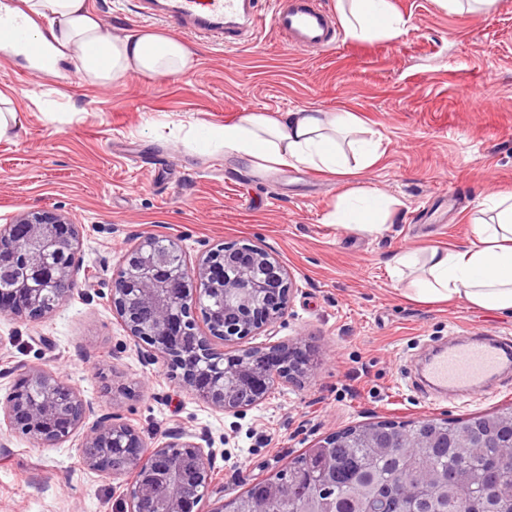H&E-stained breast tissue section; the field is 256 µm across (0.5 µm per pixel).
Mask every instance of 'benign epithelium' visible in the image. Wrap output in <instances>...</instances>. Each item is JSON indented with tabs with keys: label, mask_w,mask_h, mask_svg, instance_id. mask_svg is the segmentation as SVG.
I'll return each instance as SVG.
<instances>
[{
	"label": "benign epithelium",
	"mask_w": 512,
	"mask_h": 512,
	"mask_svg": "<svg viewBox=\"0 0 512 512\" xmlns=\"http://www.w3.org/2000/svg\"><path fill=\"white\" fill-rule=\"evenodd\" d=\"M79 231L70 218L51 210L23 211L0 227V261H21L26 273L8 293L0 292V314L38 321L54 311L41 295L55 285L56 302L74 292ZM53 255L59 262L51 264ZM224 303V318L200 331L191 318L212 296ZM292 295L289 271L266 249L220 244L191 266H173L153 238H140L112 277V310L128 336L162 357L179 384L216 411L239 412L264 401L275 385L295 384L314 367L309 347L276 342L263 347L215 349L220 339L235 345L282 318ZM218 358L220 371L200 363ZM39 397H24V388ZM90 403L55 371L30 368L4 407V422L42 445L80 435L84 466L112 480L128 481L127 512H201L214 474L215 452L205 437L175 431L147 448L131 426L110 418L87 424Z\"/></svg>",
	"instance_id": "obj_1"
}]
</instances>
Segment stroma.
Segmentation results:
<instances>
[{
  "label": "stroma",
  "mask_w": 512,
  "mask_h": 512,
  "mask_svg": "<svg viewBox=\"0 0 512 512\" xmlns=\"http://www.w3.org/2000/svg\"><path fill=\"white\" fill-rule=\"evenodd\" d=\"M406 20L392 39L340 38L322 52L287 47L272 29L248 44L148 22L137 0H90L104 28L145 27L194 52V71L129 76L104 88L71 69L31 71L0 51V92L18 126L0 137V226L52 209L79 230L77 289L44 319L0 316V406L29 368L62 372L94 407L135 428L147 446L172 431L206 433L217 458L201 507L242 494L325 437L366 422L464 418L512 406V378L494 392L432 402L409 362L464 329L512 336V318L464 302L403 296L386 263L398 252L461 246L489 193L512 191V0L452 13L437 0H393ZM344 107L384 137L364 176L402 204L378 237L324 223L343 187L302 168L263 171L197 147L193 129L274 114ZM144 235L179 243L187 259L219 244L255 245L287 268V314L242 347L304 340L315 366L245 412L211 409L151 360L112 311V275ZM79 437L40 446L0 424V512H124L127 486L84 469Z\"/></svg>",
  "instance_id": "obj_1"
}]
</instances>
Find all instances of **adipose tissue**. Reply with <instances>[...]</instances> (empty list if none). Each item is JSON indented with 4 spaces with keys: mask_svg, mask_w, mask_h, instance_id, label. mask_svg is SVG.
Returning <instances> with one entry per match:
<instances>
[{
    "mask_svg": "<svg viewBox=\"0 0 512 512\" xmlns=\"http://www.w3.org/2000/svg\"><path fill=\"white\" fill-rule=\"evenodd\" d=\"M23 2L35 41L50 49L54 62L72 65L89 83L108 85L132 75L163 77L196 66L195 54L175 38L149 29L109 34L89 0ZM335 10L353 41L390 39L405 25L392 0H336ZM194 138L260 169L301 167L345 183L324 217L337 228L378 236L397 213V200L357 181L361 172L380 163L384 149L381 132L355 112H249L234 122L196 129ZM470 223L471 237L464 246L395 254L388 264L390 278L404 284L407 298L419 304L462 300L512 316V193L485 196Z\"/></svg>",
    "mask_w": 512,
    "mask_h": 512,
    "instance_id": "1",
    "label": "adipose tissue"
}]
</instances>
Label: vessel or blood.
Wrapping results in <instances>:
<instances>
[{
    "label": "vessel or blood",
    "mask_w": 512,
    "mask_h": 512,
    "mask_svg": "<svg viewBox=\"0 0 512 512\" xmlns=\"http://www.w3.org/2000/svg\"><path fill=\"white\" fill-rule=\"evenodd\" d=\"M142 15L175 20L185 31L210 35L234 46L242 37L271 25L293 49L325 50L337 42L333 17L320 0H278L271 14L261 13L256 0H139ZM0 41L11 42L34 66L47 55L27 35L22 18L0 22ZM512 366V338L467 331L455 342L434 349L422 374L432 393L476 394L506 367Z\"/></svg>",
    "instance_id": "vessel-or-blood-1"
}]
</instances>
